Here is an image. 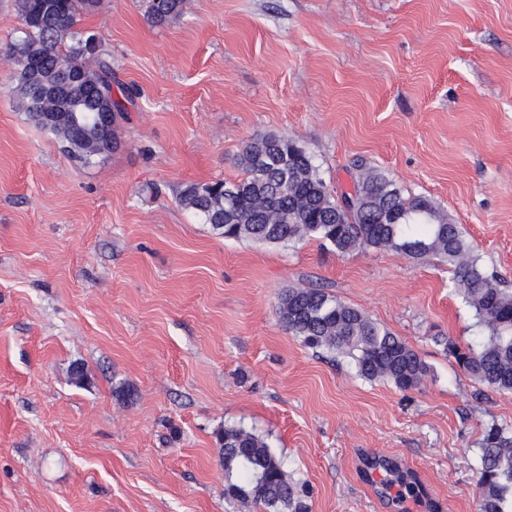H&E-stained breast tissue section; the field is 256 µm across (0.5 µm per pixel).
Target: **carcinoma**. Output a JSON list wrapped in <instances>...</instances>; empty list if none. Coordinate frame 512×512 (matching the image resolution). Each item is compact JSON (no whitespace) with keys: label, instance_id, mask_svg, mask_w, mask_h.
<instances>
[{"label":"carcinoma","instance_id":"carcinoma-1","mask_svg":"<svg viewBox=\"0 0 512 512\" xmlns=\"http://www.w3.org/2000/svg\"><path fill=\"white\" fill-rule=\"evenodd\" d=\"M97 0H14L25 37L0 59L17 66L13 92L26 120L51 133L70 156L90 161L112 152L102 149L106 133L95 114L112 113V124L128 118L136 89L116 82L112 62L97 57L95 35L76 29L78 14L92 12ZM182 0H152L149 15L163 22L178 15ZM72 78L67 92L53 93ZM63 112L48 122L45 114ZM244 177L235 182L190 184L179 202L201 215L226 239L290 245L317 240L342 254L369 248L398 251L415 260L436 258L450 267L453 291L474 317L480 334L466 344L450 338L448 357L475 382L498 393H512V290L487 272L461 225L452 223L425 197L408 199L383 173L358 176L354 195L340 206L327 190L312 157L286 136L250 139L238 155ZM277 316L285 330L320 355L344 359L368 381L387 380L396 388H418L427 365L404 340L323 288H292L283 293ZM226 484L224 494L260 512H308L304 486L288 478L283 462L264 439L244 426L218 433ZM477 512H512V430L492 424L478 448ZM378 466L413 496L415 477L389 463Z\"/></svg>","mask_w":512,"mask_h":512}]
</instances>
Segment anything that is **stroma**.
Here are the masks:
<instances>
[{
    "label": "stroma",
    "mask_w": 512,
    "mask_h": 512,
    "mask_svg": "<svg viewBox=\"0 0 512 512\" xmlns=\"http://www.w3.org/2000/svg\"><path fill=\"white\" fill-rule=\"evenodd\" d=\"M78 26L140 96L82 163L26 120L0 60V512H240L217 442L239 424L310 512H476L478 443L512 425V394L436 344L477 334L447 267L228 240L178 198L241 179L243 144L275 132L334 198L363 166L433 200L512 288V0H183L162 24L148 0H100ZM291 288L362 311L429 378L402 391L313 354L278 320ZM371 460L423 495L382 491Z\"/></svg>",
    "instance_id": "stroma-1"
}]
</instances>
